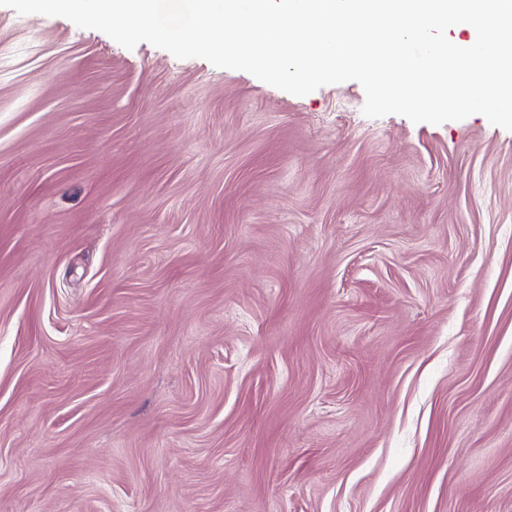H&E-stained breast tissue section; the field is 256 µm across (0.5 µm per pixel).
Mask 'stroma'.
<instances>
[{
	"instance_id": "35a3bbf8",
	"label": "stroma",
	"mask_w": 512,
	"mask_h": 512,
	"mask_svg": "<svg viewBox=\"0 0 512 512\" xmlns=\"http://www.w3.org/2000/svg\"><path fill=\"white\" fill-rule=\"evenodd\" d=\"M0 6V512H512V132Z\"/></svg>"
}]
</instances>
